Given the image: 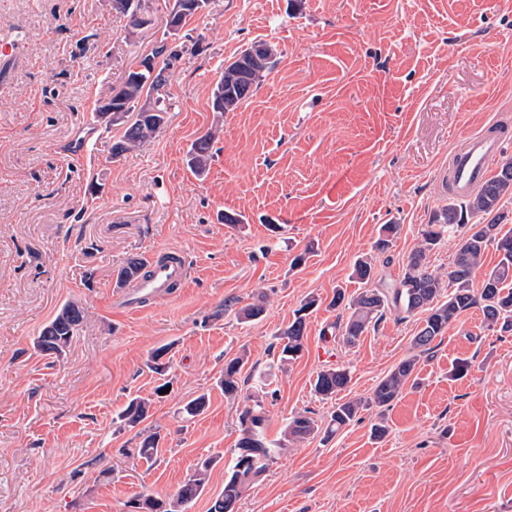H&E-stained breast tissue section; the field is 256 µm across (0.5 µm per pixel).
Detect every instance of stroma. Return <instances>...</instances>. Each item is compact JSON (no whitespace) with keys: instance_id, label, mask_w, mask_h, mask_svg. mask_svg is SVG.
<instances>
[{"instance_id":"stroma-1","label":"stroma","mask_w":512,"mask_h":512,"mask_svg":"<svg viewBox=\"0 0 512 512\" xmlns=\"http://www.w3.org/2000/svg\"><path fill=\"white\" fill-rule=\"evenodd\" d=\"M171 3L142 0L146 23L131 33L112 0H0V39L23 38L0 65V512H132L138 497L172 498L209 458L188 510L208 512L247 398L262 400L274 440L294 414L331 409L313 391L325 366L348 367L345 398H366L411 355L416 314L388 313L351 349L324 338L336 289L359 288L355 259L401 277L448 203L439 171L467 134L499 121L500 157L512 159V0H210L156 92L162 131L116 157L120 131L104 128L87 159L69 158L74 126L95 121L163 40ZM256 42L275 50L262 85L236 111H213L225 61ZM214 125L199 177L187 152ZM385 224L400 231L380 254ZM168 249L188 264L184 287L124 308L116 269ZM259 295L263 318L237 321ZM311 296L321 304L304 350L279 363L276 333ZM70 300L87 319L66 354L36 353ZM167 343L170 390L158 398L146 361ZM237 356L230 399L220 380ZM459 359L471 368L455 378ZM202 393L204 412L183 418ZM135 397L150 400L145 424L162 436L149 460L119 419ZM238 512H512V331L463 312L421 357L416 385L280 454Z\"/></svg>"}]
</instances>
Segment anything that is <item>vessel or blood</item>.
I'll return each mask as SVG.
<instances>
[{
  "label": "vessel or blood",
  "mask_w": 512,
  "mask_h": 512,
  "mask_svg": "<svg viewBox=\"0 0 512 512\" xmlns=\"http://www.w3.org/2000/svg\"><path fill=\"white\" fill-rule=\"evenodd\" d=\"M96 137V128L85 123L79 125L68 141L69 156L75 159L87 156ZM501 148L499 135L491 129L466 136L463 147L452 153L447 168L443 169V182L449 184L452 193L458 197L479 188L487 180L490 166ZM187 278L188 268L179 252H169L162 259L148 258L144 276L133 282L123 304L131 309L138 307L140 300L168 295L173 287L184 284Z\"/></svg>",
  "instance_id": "vessel-or-blood-1"
}]
</instances>
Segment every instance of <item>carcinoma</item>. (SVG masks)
<instances>
[{
    "label": "carcinoma",
    "instance_id": "obj_1",
    "mask_svg": "<svg viewBox=\"0 0 512 512\" xmlns=\"http://www.w3.org/2000/svg\"><path fill=\"white\" fill-rule=\"evenodd\" d=\"M164 58L165 66L158 67V58ZM179 57V51L160 42L151 52L140 56L137 68L128 71L124 81L112 89V108L123 112V120L117 123L122 135L112 143V154L143 148L161 131L166 120L164 105L156 103L155 111L147 112L140 99L150 100L152 92L165 82L166 67ZM273 54L266 52L253 56L252 48L244 49L235 60L224 66L216 86L224 87V111L232 112L247 102L264 80L272 66ZM219 129H214L192 143L187 164L198 175L208 170L211 159V144ZM512 196V161L502 163L498 172L461 203L450 202L432 215L431 224L423 230L418 246L408 256L403 276L393 282L377 278L376 268L370 259L355 261L353 275L366 288L350 296L344 289L336 290L329 303L333 309L347 312V317L337 319L333 331L338 341L346 348L355 347L369 328L382 320L388 312L423 314L422 323L412 338L414 354L401 360L375 386L370 398L349 399L332 407L328 420L322 422L307 413L291 417L285 427L283 438L269 440L266 436V412L260 400L243 408L238 416L240 437L237 448L251 449L250 457L256 470H265L266 465L287 447L306 440L311 435L324 431L329 438L353 422L360 410L368 405L383 409L398 398L404 386L416 381L415 372L421 356L430 353L431 344L444 336L458 317L470 308H478L487 325H501V329L512 330V224L506 222L501 211V201ZM475 218L467 224L464 215ZM399 229L397 224H385L380 230L374 248L386 252ZM460 235L459 242L448 261V270L441 272L429 264V255L441 242L444 235ZM498 252L499 260L483 273L480 288H473L477 272L483 267L484 255L489 247ZM144 260L131 257L116 270V285L122 287L138 278ZM316 305L311 297L296 311L294 319L279 333L282 346L281 360H293L303 350L307 312ZM262 300L246 304L236 311L237 319L248 322L263 316ZM86 311L78 301L65 303L56 315L34 338V348L46 356H59L71 343L73 336L83 325ZM170 346L163 345L151 352L147 367L163 377L169 362L165 361ZM243 360L234 358L224 367V378L220 385L224 395L234 396L239 390V379ZM351 381L349 371L342 366H328L318 372L314 391L324 399H331L345 390ZM208 398L200 394L188 400L181 408L183 417H195L207 406ZM151 402L134 398L120 413L119 418L131 429L139 426L147 417ZM139 454L150 460L157 453L161 434L159 430L143 429ZM242 463V454H235L224 490L215 498L209 512H225L224 503L237 497L236 476ZM212 460H205L195 473L180 485L174 497L163 501L146 496L139 503L142 512H186L187 506L202 492L207 471Z\"/></svg>",
    "mask_w": 512,
    "mask_h": 512
}]
</instances>
